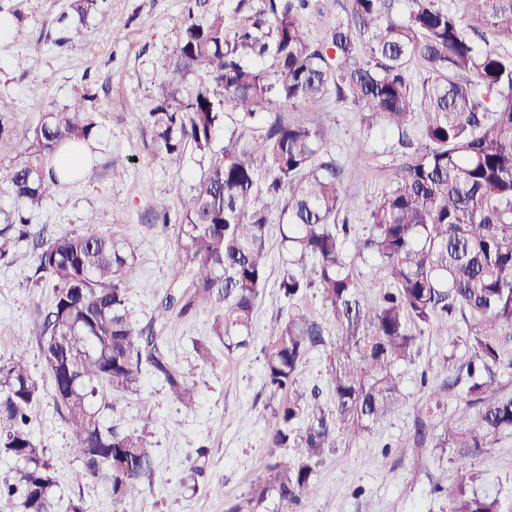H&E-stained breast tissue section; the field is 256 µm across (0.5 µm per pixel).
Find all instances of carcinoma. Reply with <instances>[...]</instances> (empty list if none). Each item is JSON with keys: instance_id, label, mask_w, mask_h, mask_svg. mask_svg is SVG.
<instances>
[{"instance_id": "cac0c4a2", "label": "carcinoma", "mask_w": 512, "mask_h": 512, "mask_svg": "<svg viewBox=\"0 0 512 512\" xmlns=\"http://www.w3.org/2000/svg\"><path fill=\"white\" fill-rule=\"evenodd\" d=\"M236 0L228 15L196 21L188 10L173 57L168 87L150 112L154 142L180 156L184 139L210 147L226 112L243 124L261 117L250 139L224 148L195 186L179 223L195 292L170 294L150 326L129 317L128 284L137 272L127 243L99 233L38 240L36 275L53 285L40 336L56 409L84 465L74 474L107 485L120 504L140 493L154 466L141 427L118 433L104 426L93 399L109 405L149 369L185 407L194 392L159 343L153 325L185 317L201 299L218 305L217 335L227 349L249 345L254 311L267 281V239L278 225L286 253L279 293L288 302L319 291L334 328L293 309L275 320L262 346L265 385L284 395L268 439L271 460L250 491L226 512H257L271 498L273 512H297L317 493L316 468L343 434L354 440L396 412L403 398L399 368L414 357L423 336L462 323L468 361L432 391L440 405L448 388L462 386L465 406L442 429L430 412L415 421L414 441L430 440L451 462L469 463L512 435V395L502 377L512 374V0H464L466 16L438 0H409L405 16H385L388 0ZM98 0H71L62 22L83 23ZM320 24L308 34L307 18ZM431 74L417 89L410 63ZM207 80L182 95L187 75ZM351 104L361 123L404 134L419 113L420 146L404 156L388 190L369 213L362 238L349 224L357 200L343 190L345 168L324 150L331 112L324 98ZM86 98L61 109L48 104L5 180L25 208L0 224V260L14 262L8 243L36 236L30 213L61 180L77 173L67 148L87 143L95 123ZM303 112L291 121L283 107ZM281 202L277 213L260 195ZM378 262L389 287L372 303L345 261V246ZM62 344L51 343L55 337ZM330 349L334 404L300 386L310 355ZM18 339L0 360V459L15 462L13 481L0 483V500L22 512H54L58 480L34 442L31 414L41 387ZM462 469L439 479L433 492L448 512H505L502 500L481 492Z\"/></svg>"}]
</instances>
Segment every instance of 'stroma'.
<instances>
[{"label": "stroma", "mask_w": 512, "mask_h": 512, "mask_svg": "<svg viewBox=\"0 0 512 512\" xmlns=\"http://www.w3.org/2000/svg\"><path fill=\"white\" fill-rule=\"evenodd\" d=\"M69 0H0V9L23 18L19 37L0 43V114L14 132L0 137V170L22 147L21 135L35 125L40 105L62 107L85 97L98 133L81 174L61 184L32 216V229L45 237L90 230L124 240L133 249L137 276L128 285V309L136 325H145L167 294L192 293L189 279L178 277L185 260L177 219L194 194L199 178L229 140L247 139L251 128L235 113H225L209 150L186 142L179 162H171L152 140L149 114L168 90L166 62L172 56L186 0H102L80 31L63 28L60 16ZM322 108L334 122L325 148L346 169L344 188L360 201L349 216L360 236H368L372 204L388 188L406 151L418 143L417 129L406 137L383 126L366 132L351 105L329 97ZM125 169L123 179L113 169ZM166 202L171 221H150L157 202ZM21 260L0 263V359L9 342L23 337L32 375L44 393L32 413L33 440L44 448L59 481L62 501L82 499L86 512H226L246 495L269 459L268 438L279 400L265 387V329L289 306L277 283L283 274L278 234L269 240L268 280L257 301L254 335L248 347H224L214 331L212 304H201L189 318L156 327L161 344L177 362L196 403L184 408L152 372H143L135 391L113 395L102 409L105 426L132 428L141 416L154 425L146 439L154 472L135 499L113 506L111 493L93 478L72 480L81 463L72 454V436L58 414L49 374L39 346L40 319L52 299L51 283L36 280L31 241L21 242ZM465 326L423 337L414 360L401 367L403 405L380 426L356 440L341 437L317 469L319 490L299 512H447L448 504L432 493L437 478H455L458 466L432 443L416 445L414 421L427 404L430 388L447 380L450 367L468 358ZM210 350L201 360L197 345ZM208 449L206 474L187 477L189 458ZM512 456V435L502 437L473 466L480 487L512 504V471L501 467Z\"/></svg>", "instance_id": "obj_1"}]
</instances>
